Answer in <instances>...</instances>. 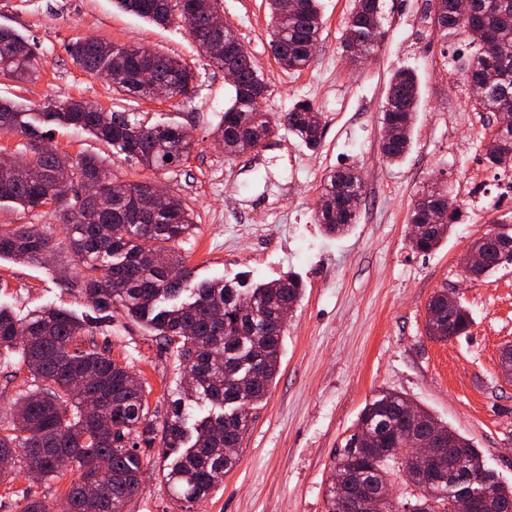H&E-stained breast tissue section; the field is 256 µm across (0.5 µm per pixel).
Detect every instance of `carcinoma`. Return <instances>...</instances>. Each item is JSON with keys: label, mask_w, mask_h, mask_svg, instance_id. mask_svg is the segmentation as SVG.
I'll use <instances>...</instances> for the list:
<instances>
[{"label": "carcinoma", "mask_w": 512, "mask_h": 512, "mask_svg": "<svg viewBox=\"0 0 512 512\" xmlns=\"http://www.w3.org/2000/svg\"><path fill=\"white\" fill-rule=\"evenodd\" d=\"M297 2L298 9L286 13L281 0H268L271 51L281 67L292 71L310 65L322 30L318 0ZM446 2L448 15L435 21L440 31L459 35L473 30L484 35L481 40H470L475 52L459 69L464 80L473 79L483 89L482 97L474 101L475 109L490 113L495 122L498 107L512 102V58L505 61L499 52L501 47H512V0H473L470 15L463 19L455 15V0ZM116 4L156 24L189 21L194 26L193 39L204 53L213 33L212 21L220 14L219 0H116ZM223 37L227 59L239 73L230 104L216 128L224 153L236 156L254 151L281 127L307 148H317L323 127L312 103L299 99L278 116L261 110L264 79L252 59L235 53L236 31L226 29ZM384 39L380 0H354L343 48L356 43L363 52L375 55ZM67 52L86 72L111 71L113 89L120 95L146 97L138 76L151 70L170 83L172 97L191 96L192 70L158 51L114 45L106 52L102 41L79 38L67 45ZM209 59L219 67L227 60L212 55ZM37 65L30 43L15 31L0 27V76L31 81ZM419 101L417 75L411 70L395 72L383 106L382 153L392 164L403 161L411 148ZM25 116L27 113L0 103V134L20 137L24 147L19 157L0 153V204L7 202L28 211L54 207L68 226L69 244L83 271L80 290L99 311L119 308L128 318L149 326L160 343L173 348L189 375L180 382L170 410L160 418L151 411L143 378L98 349L94 340L88 339L92 331L71 312L49 306L20 317L0 307V366H12L18 355L33 378L31 392L16 399L9 421H0V455L22 463L34 477L22 494L20 512H51L47 495L37 487L67 475L56 467L61 456L69 460L70 470L81 473L66 490L73 512H124L151 465L157 439L169 460L163 481L171 497L179 502L200 501L236 464V459L224 456V449L240 446L250 409L265 397L276 378L284 336L279 310L296 305L303 281L288 273L247 290L222 279L190 286L191 272L175 249L194 226L193 214L181 197L167 195L152 212L137 208L134 195L150 181H119L95 156L74 159L45 152V136ZM35 116L44 123L89 133L149 170L173 166L193 149L177 126L149 124L125 112H105L86 101L48 100ZM483 156L492 169L512 170V156L488 146L483 147ZM31 169L40 171L41 178L28 179ZM64 172L69 173V182L58 187L56 175ZM90 179L105 185L101 198L83 197L82 185ZM361 198L357 171L329 174L316 211L325 233H348L356 222ZM446 211L443 223L418 239H409L413 250L429 253L448 238L452 227L460 223L461 207L449 201ZM480 248L488 257V271L497 270L498 241L486 237ZM53 251V240L47 235H34L23 225L0 226V258L39 260ZM174 269L181 272V278L170 277ZM247 299L258 305L257 314L241 311L240 304ZM426 320L445 322L444 341L468 333L471 325L468 310L448 312L437 293L428 303ZM90 395L99 401L101 415L112 422L102 433L98 421L86 412L85 400ZM406 402L408 398L396 392L381 394L366 404L358 422L369 420L375 430L388 427L397 421ZM202 403L219 412L194 418L193 410ZM419 414L449 445L450 456L474 467L484 464L470 440L427 410L421 408ZM399 445V450L390 448L369 462L354 465V481L367 486L391 483L392 477L402 472V460L415 441L407 436ZM495 493L499 512H512V486L497 481Z\"/></svg>", "instance_id": "obj_1"}]
</instances>
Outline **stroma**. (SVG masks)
<instances>
[{"mask_svg": "<svg viewBox=\"0 0 512 512\" xmlns=\"http://www.w3.org/2000/svg\"><path fill=\"white\" fill-rule=\"evenodd\" d=\"M352 3L320 0L321 42L311 64L295 72L271 52L266 0H223L225 20L267 85L262 109L281 113L301 97L320 112L323 126L315 150L282 128L258 150L229 156L214 132L231 87L184 24L151 23L113 0H0V26L25 37L40 64L32 82L0 77V101L26 111L47 98L83 100L188 130V158L149 170L87 133L44 127L59 153L100 156L120 180L149 179L183 199L195 226L178 251L194 282H267L292 271L305 284L287 317L279 373L251 410L238 462L223 483L194 504L175 502L157 458L125 512H327L336 451L382 391L406 395L471 439L499 480L512 484V381L500 372L512 347V266L478 280L460 270L472 241L496 223L512 225V193L503 190L512 174L483 159L490 116L473 109L455 62L470 48L435 28L432 0H381L386 39L358 66L341 48ZM87 36L180 59L196 75L191 97L121 99L109 82L72 62L68 43ZM402 68L417 74L420 105L411 150L391 164L381 151L382 106L390 76ZM347 167L363 178L359 218L347 234L331 237L315 211L325 177ZM436 182L448 184L464 217L438 248L418 253L408 243V213ZM0 224L36 226L57 246L42 261L0 259V306L21 316L53 306L92 318L98 346L143 376L151 408L167 412L182 374L174 354L123 311L95 321L59 218L47 207L2 205ZM442 288L457 294L472 318L468 334L449 341L426 331L428 302Z\"/></svg>", "mask_w": 512, "mask_h": 512, "instance_id": "1", "label": "stroma"}]
</instances>
